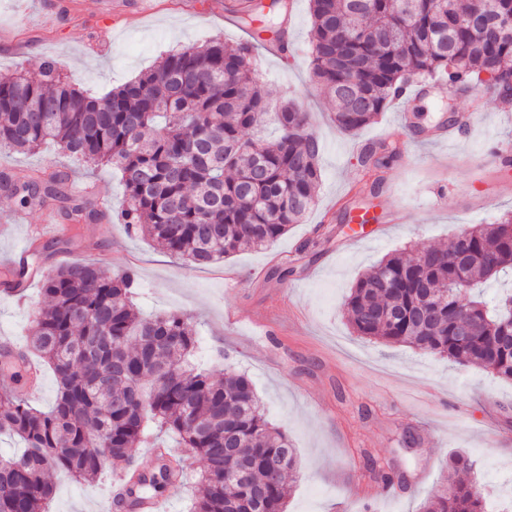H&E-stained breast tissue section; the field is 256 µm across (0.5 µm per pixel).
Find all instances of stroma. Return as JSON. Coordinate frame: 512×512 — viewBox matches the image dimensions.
<instances>
[{
    "label": "stroma",
    "mask_w": 512,
    "mask_h": 512,
    "mask_svg": "<svg viewBox=\"0 0 512 512\" xmlns=\"http://www.w3.org/2000/svg\"><path fill=\"white\" fill-rule=\"evenodd\" d=\"M0 0V74L55 61L79 89L101 96L152 69L172 48L220 39L246 41L227 12L229 0ZM309 0H290L287 57L257 51L259 84L280 89L308 112L320 135L321 182L301 223L273 244L227 260L188 267L147 237L103 222L44 251L39 271L73 260L108 272L134 270L137 303L147 315L182 313L197 324L195 362L223 379L246 374L267 419L285 432L300 465L290 481L287 512H420L449 474L452 456L474 462L468 479L487 501H512V380L407 345L353 333L344 306L355 280L395 252L442 245L461 228L493 224L512 211L500 146L512 144V95L449 96L437 87L411 105L390 106L357 133L337 129L334 105L313 82ZM473 112L463 137L434 142L449 113ZM395 142L383 169L363 164L369 143ZM75 169L57 148L0 153V171ZM374 224H354V208ZM44 214L0 198V267L38 231ZM277 267L293 268L284 281ZM39 285L25 297L0 291V337L21 338L43 307ZM274 328L275 340L264 333ZM393 463L403 486L365 475L362 452ZM108 477L77 483L54 475L49 512H104Z\"/></svg>",
    "instance_id": "obj_1"
}]
</instances>
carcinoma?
Here are the masks:
<instances>
[{"mask_svg":"<svg viewBox=\"0 0 512 512\" xmlns=\"http://www.w3.org/2000/svg\"><path fill=\"white\" fill-rule=\"evenodd\" d=\"M493 18L511 17L512 0H483ZM312 77L335 104L336 127L356 133L376 122L413 78L504 93L498 74L512 71V32L493 25L470 31L474 5L458 0H310ZM227 10L265 41L285 47L275 19L287 0H230ZM253 44L211 41L169 52L157 68L97 97L76 88L53 61L36 71L0 76V150L35 151L53 143L88 164L114 165L123 198L117 218L188 265L220 262L263 247L300 223L321 181L319 138L308 114L287 103L273 113V142L245 136L269 112L272 92L255 78ZM24 209L50 207L78 231L109 218L62 171L0 174V186ZM29 253L4 290L26 282ZM466 278L454 279L456 263ZM512 271V212L469 228L442 246L394 253L360 276L345 306L353 331L408 344L460 365L491 367L512 380V293L487 302L468 292ZM131 272L110 275L71 261L42 274L47 301L16 353L0 354V371L25 378L30 360L52 368L57 396L40 410L0 390V435L24 449L0 455V512H46L49 478L100 480L114 459L129 460L162 434L182 451L153 449L154 464L121 478L131 506L158 498L189 461L204 469L189 512H286V475L297 456L288 436L265 417L250 378L229 372L215 382L192 362L191 317H142L132 303ZM471 327L462 344L457 323ZM363 466L387 485L396 474L370 453ZM456 478L423 512H485L484 490L458 474L473 468L453 458Z\"/></svg>","mask_w":512,"mask_h":512,"instance_id":"cac0c4a2","label":"carcinoma"}]
</instances>
